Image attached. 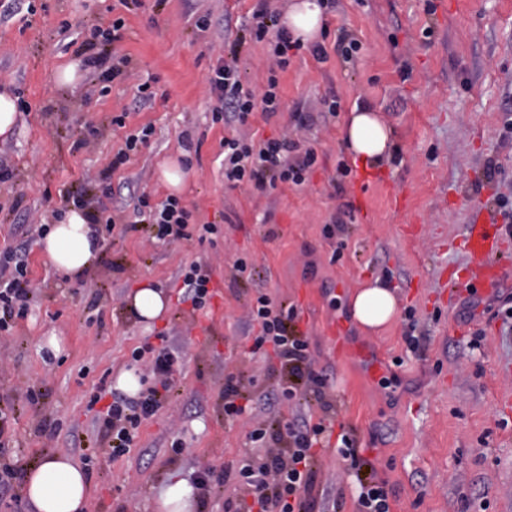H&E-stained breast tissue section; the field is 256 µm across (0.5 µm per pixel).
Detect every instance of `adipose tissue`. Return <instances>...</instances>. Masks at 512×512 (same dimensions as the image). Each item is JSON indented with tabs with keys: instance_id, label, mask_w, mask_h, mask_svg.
<instances>
[{
	"instance_id": "ef3b65f1",
	"label": "adipose tissue",
	"mask_w": 512,
	"mask_h": 512,
	"mask_svg": "<svg viewBox=\"0 0 512 512\" xmlns=\"http://www.w3.org/2000/svg\"><path fill=\"white\" fill-rule=\"evenodd\" d=\"M323 23L318 0H296L284 24L302 42L315 40ZM343 138L353 158L365 165L380 164L391 146V131L373 109H353L347 116ZM44 255L58 270L73 279L83 277L100 258V241L80 208H70L64 219L54 224L41 242ZM127 311L138 321L150 323L167 309L163 292L151 282H143L125 300ZM350 306L356 321L376 330L397 313V299L389 286L369 281L354 292ZM24 495L32 512H85L89 482L84 469L72 457L51 453L28 467Z\"/></svg>"
}]
</instances>
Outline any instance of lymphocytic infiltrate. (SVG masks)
Masks as SVG:
<instances>
[{
  "label": "lymphocytic infiltrate",
  "instance_id": "f902f5d3",
  "mask_svg": "<svg viewBox=\"0 0 512 512\" xmlns=\"http://www.w3.org/2000/svg\"><path fill=\"white\" fill-rule=\"evenodd\" d=\"M249 29L252 41H270L273 63L262 91L245 87L240 79L239 41L229 42L226 55L220 56L209 79L210 92L217 104L212 119L227 124L246 125L257 111L273 116L281 109L278 75L286 71L290 51L301 50L300 42L278 24V15L260 5L252 14ZM317 162L314 149L300 148L288 137L270 138L261 143L244 135L224 140V180L229 186L242 184L263 191L277 184L303 185ZM136 216L145 218L157 240L179 243L192 240L194 234H215L216 225H201L192 231L189 211L179 198L170 196L151 203L148 195H140L134 205ZM33 291L28 277L26 246L16 247L0 258V332L11 331L16 320L25 318ZM297 316L295 307L282 303L264 289H257L246 313L245 335L251 342V354L278 360L287 370L291 384L279 387L264 398L263 409L278 412L292 405V418L286 426L288 446L270 447L265 422H256L247 434L250 443L236 469L225 471L224 483L234 484L238 495L225 499L224 512H325L330 502L328 491H316V451L328 428L306 413L309 403H317L323 412L333 404L327 394L328 376L316 369L306 337L293 334L289 322ZM180 354L169 345L145 344L131 352V363L143 367L149 386L136 396L113 391L112 401L97 418V438L106 445L109 456L125 455L133 448L142 422L155 415L169 399L173 389L172 374ZM337 454L359 473L356 512H392L395 492L375 474H363L369 461L362 455L350 434H342Z\"/></svg>",
  "mask_w": 512,
  "mask_h": 512
}]
</instances>
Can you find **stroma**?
<instances>
[{"mask_svg": "<svg viewBox=\"0 0 512 512\" xmlns=\"http://www.w3.org/2000/svg\"><path fill=\"white\" fill-rule=\"evenodd\" d=\"M259 0H30L0 14V92L17 96L11 134L0 136L13 177L0 183V252L23 242L18 225L53 223L72 195L98 210L171 192L164 165L189 155L177 193L197 224L217 234L182 244L149 242L144 231L101 236V258L87 277L55 269L39 239L28 244L34 288L27 318L0 334V405L13 403L20 469L44 454L75 460L91 454L104 403L88 408L96 386L114 388L132 350L165 333L183 359L173 373L168 404L140 427L136 447L119 458L92 455L85 471L87 512H158L170 482H192L204 467L215 474L237 466L256 414L224 418V379L234 375L259 400L285 380L248 353L243 322L259 286L296 307L316 368L329 377L334 408L324 418L331 440L317 452L318 489L337 496L336 512H354L357 483L332 443L349 431L365 448L376 475L396 492L393 512H512V332L497 311L512 294V228L496 199L512 197V0H336L324 16L327 62L308 51L280 73L282 108L255 113L245 128L254 140L280 134L315 149L318 162L305 184L260 192L224 182V140L234 125L216 123L209 75L226 35L242 34ZM123 18L117 55L131 60L126 77L109 84L76 53L90 28ZM206 28H199V20ZM358 38L356 61L335 46L339 30ZM268 43L241 49L242 83L261 90L270 65ZM72 84L59 82L63 69ZM150 100H141L140 84ZM336 97V119L299 125V112H317ZM373 108L392 130L399 163L371 169L356 163L344 180L342 128L354 107ZM124 115V126L112 119ZM151 127L146 144L106 180L105 170L127 134ZM492 216L488 231L501 244L505 275L478 298L472 319L464 288L470 225ZM338 225L334 238L325 226ZM346 247L331 256L337 241ZM248 254L257 274L232 264ZM197 262L211 274L209 307L182 299L181 269ZM394 286L399 310L367 331L347 301L363 283ZM151 281L168 298L151 324L132 319L125 297ZM414 309L410 325L405 309ZM418 336L410 351L405 338ZM60 349L49 352V338ZM35 392L28 401L27 392ZM60 424L57 436L38 430ZM181 441V452L171 445Z\"/></svg>", "mask_w": 512, "mask_h": 512, "instance_id": "1", "label": "stroma"}]
</instances>
